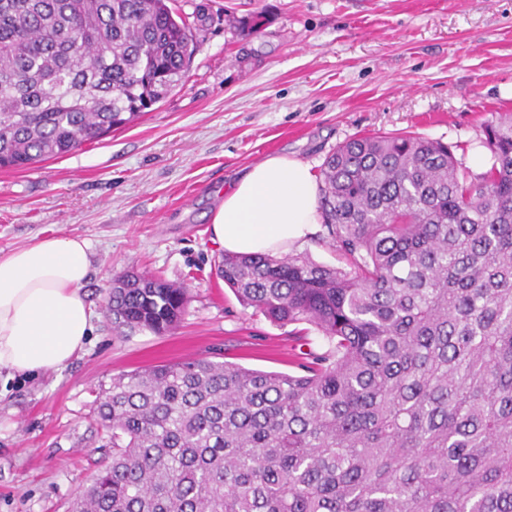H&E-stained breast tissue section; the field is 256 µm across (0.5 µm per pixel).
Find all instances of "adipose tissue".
Segmentation results:
<instances>
[{
	"mask_svg": "<svg viewBox=\"0 0 512 512\" xmlns=\"http://www.w3.org/2000/svg\"><path fill=\"white\" fill-rule=\"evenodd\" d=\"M318 219L311 165L275 155L225 192L211 232L228 252L277 255L302 245ZM90 265V244L78 235L0 254V368L33 376L64 368L84 348L93 329L83 292Z\"/></svg>",
	"mask_w": 512,
	"mask_h": 512,
	"instance_id": "obj_1",
	"label": "adipose tissue"
}]
</instances>
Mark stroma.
I'll list each match as a JSON object with an SVG mask.
<instances>
[{"mask_svg":"<svg viewBox=\"0 0 512 512\" xmlns=\"http://www.w3.org/2000/svg\"><path fill=\"white\" fill-rule=\"evenodd\" d=\"M201 16L182 85L134 123L26 170H0V253L45 236L91 245L94 330L63 369L0 372V512H68L112 448L92 420L114 375L206 356L296 372L314 327L243 307L216 274L210 216L243 170L286 155L321 170L359 135L407 133L488 155L512 113V0H176ZM185 284L180 323L118 336L114 275Z\"/></svg>","mask_w":512,"mask_h":512,"instance_id":"obj_1","label":"stroma"}]
</instances>
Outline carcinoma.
Wrapping results in <instances>:
<instances>
[{
	"label": "carcinoma",
	"instance_id": "cac0c4a2",
	"mask_svg": "<svg viewBox=\"0 0 512 512\" xmlns=\"http://www.w3.org/2000/svg\"><path fill=\"white\" fill-rule=\"evenodd\" d=\"M171 0H0V168L127 126L186 76ZM478 175L448 145L367 135L326 157L323 224L349 268L225 253L239 303L327 342L298 373L197 357L112 377V461L70 512H512V113ZM186 288L126 272L120 335L174 330Z\"/></svg>",
	"mask_w": 512,
	"mask_h": 512
}]
</instances>
